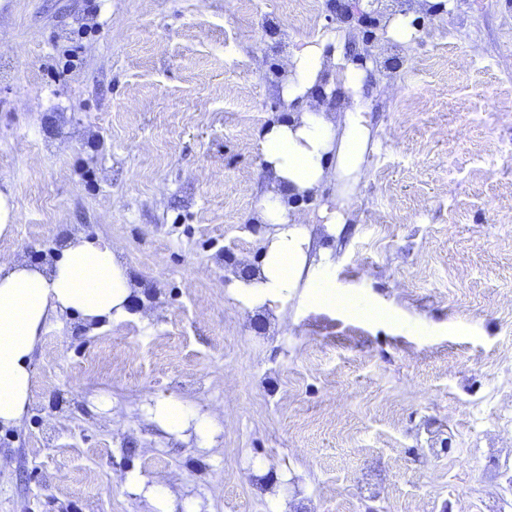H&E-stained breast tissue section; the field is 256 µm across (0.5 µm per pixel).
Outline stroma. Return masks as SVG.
<instances>
[{"mask_svg": "<svg viewBox=\"0 0 512 512\" xmlns=\"http://www.w3.org/2000/svg\"><path fill=\"white\" fill-rule=\"evenodd\" d=\"M331 0H0V262L73 236L125 262L129 314L52 319L20 425H0V512H486L512 502V0H405L362 98L377 147L328 277L241 299L259 264L260 133L281 60L363 29ZM387 306L393 319L360 314ZM209 419L200 442L154 400ZM394 14L395 11L394 13L392 12L389 13L388 15H385L384 27H386L389 24L388 35L392 40L398 42H407L411 38L413 33L411 19L408 15L404 13H397L395 15ZM152 420L175 435H181L190 428L199 438L207 436L209 421L191 415L183 403L176 399H161L151 408Z\"/></svg>", "mask_w": 512, "mask_h": 512, "instance_id": "stroma-1", "label": "stroma"}]
</instances>
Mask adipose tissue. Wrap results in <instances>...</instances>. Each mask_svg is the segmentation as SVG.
<instances>
[{
  "instance_id": "ef3b65f1",
  "label": "adipose tissue",
  "mask_w": 512,
  "mask_h": 512,
  "mask_svg": "<svg viewBox=\"0 0 512 512\" xmlns=\"http://www.w3.org/2000/svg\"><path fill=\"white\" fill-rule=\"evenodd\" d=\"M365 79V70L345 61L338 42L314 41L289 56L280 85L289 113L269 123L260 140L269 187L252 221L265 228L263 256L251 277L234 282L250 303L271 308L299 288L310 300L336 301V286L326 276L332 254L314 248L306 219L288 202L335 183L338 191L319 210L320 222L331 234L347 223L365 157L375 147L362 102ZM336 94L346 103L343 112L317 106V99ZM130 295L126 266L101 239L71 238L46 267L0 266V425H17L27 411L31 361L46 324L65 313L95 322L123 319ZM151 415L175 435L191 430L203 438L209 431L208 420L191 415L176 399L156 401Z\"/></svg>"
}]
</instances>
